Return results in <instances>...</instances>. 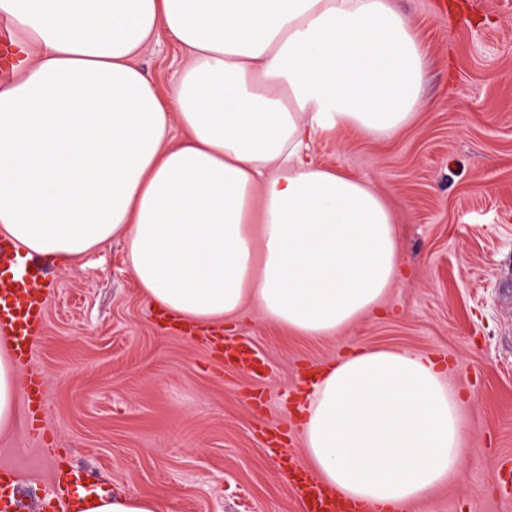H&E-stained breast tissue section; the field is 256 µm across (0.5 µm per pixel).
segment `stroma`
<instances>
[{
    "label": "stroma",
    "instance_id": "1",
    "mask_svg": "<svg viewBox=\"0 0 512 512\" xmlns=\"http://www.w3.org/2000/svg\"><path fill=\"white\" fill-rule=\"evenodd\" d=\"M392 4L425 50L413 120L388 140L313 145L316 162L369 181L394 213L411 275L385 312L319 339L248 312L223 333L261 361L256 374L153 309L122 242L50 266L30 361L44 377L42 428L22 405L0 433V470L25 477L19 512H46L67 470L159 497L165 512H300L279 472L283 452L306 462L291 397L356 346L433 352L468 398L464 475L412 512H512V0ZM180 55L166 42L139 64L164 92Z\"/></svg>",
    "mask_w": 512,
    "mask_h": 512
}]
</instances>
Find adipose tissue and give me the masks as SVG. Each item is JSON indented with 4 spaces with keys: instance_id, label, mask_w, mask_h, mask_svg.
<instances>
[{
    "instance_id": "ef3b65f1",
    "label": "adipose tissue",
    "mask_w": 512,
    "mask_h": 512,
    "mask_svg": "<svg viewBox=\"0 0 512 512\" xmlns=\"http://www.w3.org/2000/svg\"><path fill=\"white\" fill-rule=\"evenodd\" d=\"M33 53L0 87V235L75 265L121 240L145 300L203 327L246 311L293 336L380 312L403 272L369 183L314 163L328 132L392 138L424 49L390 0H0ZM173 40L160 92L137 59ZM23 392L0 348V431ZM465 398L434 355L361 348L301 394L314 476L370 512H410L462 478ZM80 512H162L76 489Z\"/></svg>"
}]
</instances>
